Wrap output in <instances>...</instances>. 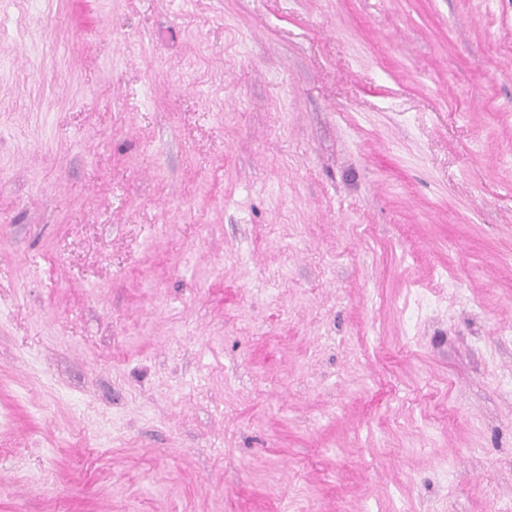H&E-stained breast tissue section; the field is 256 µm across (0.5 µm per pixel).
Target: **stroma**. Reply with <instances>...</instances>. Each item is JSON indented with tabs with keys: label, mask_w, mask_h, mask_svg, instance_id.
<instances>
[{
	"label": "stroma",
	"mask_w": 512,
	"mask_h": 512,
	"mask_svg": "<svg viewBox=\"0 0 512 512\" xmlns=\"http://www.w3.org/2000/svg\"><path fill=\"white\" fill-rule=\"evenodd\" d=\"M0 512H512V0H0Z\"/></svg>",
	"instance_id": "obj_1"
}]
</instances>
